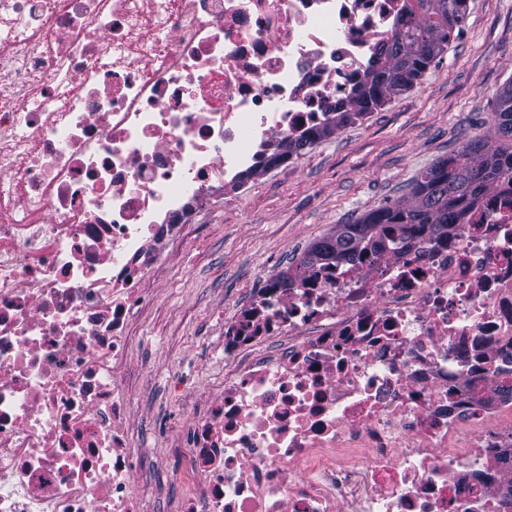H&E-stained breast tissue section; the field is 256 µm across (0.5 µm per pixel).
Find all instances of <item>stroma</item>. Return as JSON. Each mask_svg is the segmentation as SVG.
I'll use <instances>...</instances> for the list:
<instances>
[{"label":"stroma","instance_id":"35a3bbf8","mask_svg":"<svg viewBox=\"0 0 512 512\" xmlns=\"http://www.w3.org/2000/svg\"><path fill=\"white\" fill-rule=\"evenodd\" d=\"M512 82V0H467L461 32L409 91L316 141L293 165L272 168L248 195L215 200L165 253L153 297L133 324L126 372L143 454L183 475L184 449L156 434L197 412L191 389L170 390L178 369L214 388L224 376L225 304L273 270H295L307 247L378 207L408 198L417 175L464 143L498 145L490 123Z\"/></svg>","mask_w":512,"mask_h":512}]
</instances>
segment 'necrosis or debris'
Segmentation results:
<instances>
[{
	"label": "necrosis or debris",
	"instance_id": "1",
	"mask_svg": "<svg viewBox=\"0 0 512 512\" xmlns=\"http://www.w3.org/2000/svg\"><path fill=\"white\" fill-rule=\"evenodd\" d=\"M405 0H0V512H155L126 387L144 284L212 189L333 124ZM108 63H101V56ZM169 512H505L512 180L224 309Z\"/></svg>",
	"mask_w": 512,
	"mask_h": 512
}]
</instances>
